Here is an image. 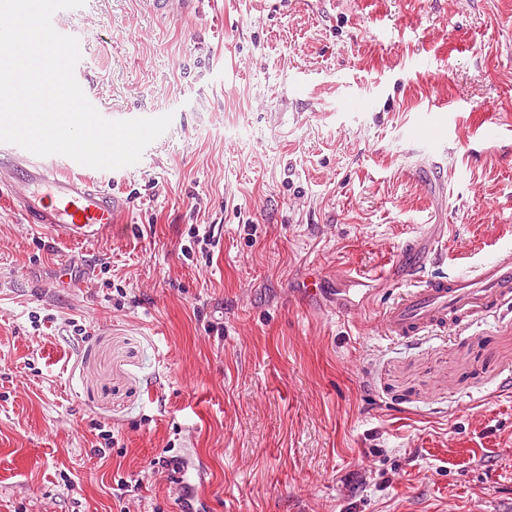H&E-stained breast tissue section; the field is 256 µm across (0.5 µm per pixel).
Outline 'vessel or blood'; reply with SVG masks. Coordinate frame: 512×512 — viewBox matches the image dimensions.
<instances>
[{
	"mask_svg": "<svg viewBox=\"0 0 512 512\" xmlns=\"http://www.w3.org/2000/svg\"><path fill=\"white\" fill-rule=\"evenodd\" d=\"M0 195L11 197L26 223L50 225L76 240L111 234L126 215L121 195L63 174L11 143L0 145ZM400 278L402 292L379 316L380 335L412 339L461 328L512 305V248L464 274L423 279L409 268Z\"/></svg>",
	"mask_w": 512,
	"mask_h": 512,
	"instance_id": "vessel-or-blood-1",
	"label": "vessel or blood"
}]
</instances>
